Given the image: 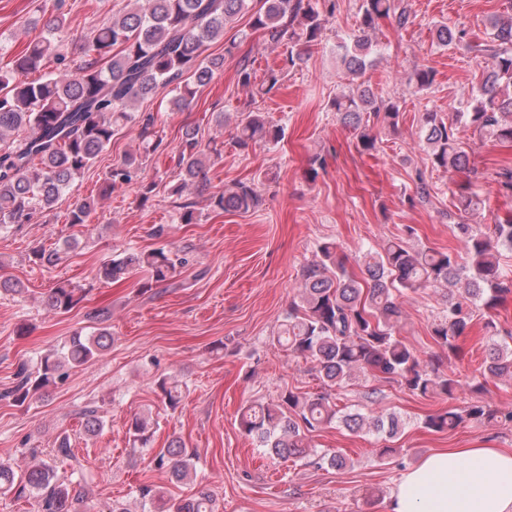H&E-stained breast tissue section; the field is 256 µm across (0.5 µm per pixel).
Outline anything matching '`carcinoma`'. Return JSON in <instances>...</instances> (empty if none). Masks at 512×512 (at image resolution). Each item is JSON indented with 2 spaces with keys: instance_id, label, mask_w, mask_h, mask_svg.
<instances>
[{
  "instance_id": "carcinoma-1",
  "label": "carcinoma",
  "mask_w": 512,
  "mask_h": 512,
  "mask_svg": "<svg viewBox=\"0 0 512 512\" xmlns=\"http://www.w3.org/2000/svg\"><path fill=\"white\" fill-rule=\"evenodd\" d=\"M260 3L256 10L252 2ZM337 0H130L128 8L112 15L88 36V59L77 75L60 79L48 73L36 81L27 74L53 59L58 52V32L63 20L47 23V35L32 41L13 65L0 69V225L30 224L35 216L52 211L62 195L111 143L114 132L129 124L138 126L139 146L112 165L102 193L128 185L138 176L140 152L157 150L163 142L150 113L135 111L136 104L161 88L175 93L173 104L188 108L199 90L216 72L224 69V58L210 57L212 42L224 37V29L248 11L251 27L263 30L275 47L283 48L280 62L267 70L256 84L252 67L241 64L238 84L261 95L270 93L288 74L305 63L308 50L321 37L336 12ZM359 34L337 45L349 82L347 93L332 100L340 123L357 133L362 150L378 149L375 122L390 127L399 124V106L379 100L363 80L373 51L370 34L379 21L391 19L403 30L412 23L405 0H359ZM492 31L478 51L490 56L488 72L471 104L447 121L436 112L422 115L420 137L428 146L432 166L448 171L470 170V157L460 146L456 127H472L491 141L512 143V18L496 19ZM437 43L443 47L465 42L466 31L456 25L439 24ZM436 70L416 67L407 81L420 91L435 82ZM282 129L263 112H243L236 125L235 143L246 148L258 141H277ZM210 154L202 148L199 131L184 132L177 161L178 174L172 193L183 192L206 178ZM454 207L461 214L479 210L481 200L461 186L453 193ZM260 201L255 182L237 181L207 198V207L222 212H248ZM95 201L72 205L68 223L86 224ZM454 230L467 243L466 257L431 247L412 249L400 238L388 241L380 251L365 255L362 276L350 273L334 242L318 245L317 259L301 273L298 300L292 302L276 342L316 363L322 391L303 396L288 390L276 403H251L243 407L239 424L256 447L273 459H295L318 468L343 470L349 457L336 451L318 452L309 441L311 433L338 424L352 433L372 429L391 440L400 433L401 421L394 413L367 416L344 412L336 403L338 391L358 373L372 374L393 382L421 397L456 399L460 381L433 365L421 366L418 355L400 336L402 310L398 298L426 288H448L445 314L431 328V336L442 351L455 353L458 341L471 327L475 313L485 317L484 329L492 337L483 362V379L512 383V332L502 331L491 315L505 295L512 292L500 266L501 251L512 250V218L485 231L461 222ZM34 260L54 266L61 259L57 248H39ZM181 262L178 253L165 248L130 252L100 269L105 280L126 279L144 271L156 282L167 281ZM77 288L58 285L51 289L48 305L60 313L80 302ZM98 328L84 336L69 337L61 350L41 358L38 375L20 365L17 384L7 393L23 405L38 391L68 376L107 349L112 332L110 313L93 315ZM87 434L103 426L95 407L82 413ZM465 423H496L512 426V410H497L472 400L460 408L427 416L424 425L444 432ZM128 432L133 441L147 446L149 422L132 418ZM74 458L71 438L56 437L53 460ZM194 455L181 440H171L155 455L157 467L169 470L177 483L195 473ZM13 494L37 501L40 512H83L87 497L79 483L62 479L56 466L32 459L25 466L0 460V495ZM142 497L156 512H214L207 491L186 499H166L152 489H141Z\"/></svg>"
}]
</instances>
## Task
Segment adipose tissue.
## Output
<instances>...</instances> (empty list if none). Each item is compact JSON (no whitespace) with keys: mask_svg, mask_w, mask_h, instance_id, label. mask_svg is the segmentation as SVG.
<instances>
[{"mask_svg":"<svg viewBox=\"0 0 512 512\" xmlns=\"http://www.w3.org/2000/svg\"><path fill=\"white\" fill-rule=\"evenodd\" d=\"M388 512H512V451L439 448L399 480Z\"/></svg>","mask_w":512,"mask_h":512,"instance_id":"1","label":"adipose tissue"}]
</instances>
